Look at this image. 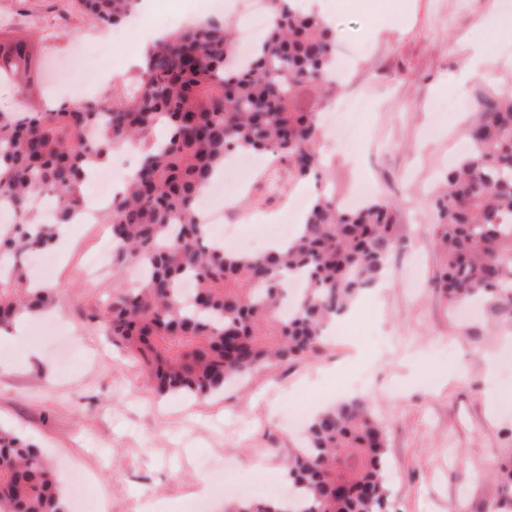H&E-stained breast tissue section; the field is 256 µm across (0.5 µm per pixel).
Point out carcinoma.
<instances>
[{
	"instance_id": "obj_1",
	"label": "carcinoma",
	"mask_w": 512,
	"mask_h": 512,
	"mask_svg": "<svg viewBox=\"0 0 512 512\" xmlns=\"http://www.w3.org/2000/svg\"><path fill=\"white\" fill-rule=\"evenodd\" d=\"M269 27L245 63L234 61L231 21L213 18L156 41L129 96L106 90L86 100L0 112V330L24 311L46 310L54 290L35 285L21 258L43 251L55 225L83 206L87 161L111 150L143 156L112 197L114 266L148 269L138 287L93 314L137 356L159 393L207 397L230 379L317 350L330 322L385 275L399 243L397 209L372 200L345 210L333 194L310 203L282 252L228 250L198 222L195 202L232 154L261 152L291 162L293 177L318 174L319 108L336 93L332 28L317 14L267 0ZM101 26L125 21L138 0H77ZM43 52L32 39L0 34V78L34 92ZM468 149L434 201L432 238L441 263L436 290L448 307L484 299L512 324V93L481 91ZM163 125L167 136L154 138ZM57 202L53 224L32 205ZM302 273L309 288L288 298ZM193 276L191 303L180 283ZM386 441L367 403L340 402L315 414L303 447L286 460L296 494L282 504L234 502L228 512H390ZM501 512H512V463L499 470ZM0 512H65L51 465L34 446L0 431Z\"/></svg>"
}]
</instances>
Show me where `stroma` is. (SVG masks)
<instances>
[{"label": "stroma", "instance_id": "obj_1", "mask_svg": "<svg viewBox=\"0 0 512 512\" xmlns=\"http://www.w3.org/2000/svg\"><path fill=\"white\" fill-rule=\"evenodd\" d=\"M334 19L341 87L362 86L364 107L343 112L353 137L323 156L320 179L298 180L287 162L252 158L243 186L220 202L239 236L280 223L296 197L366 181L372 198L398 209L403 247L384 284L357 301L355 336L369 362L328 338L302 359L252 373L201 398L158 394L140 363L90 314L130 288L128 272L89 284L84 261L111 250L92 224L73 225L52 252L49 281L60 298L51 319L78 341L68 366L60 342L30 323L0 335V425L38 444L58 468L67 512L84 488L97 512H224L230 501L265 498L288 483L283 459L300 432L288 420L346 398L366 400L383 427L393 512H490L501 495L492 473L512 458V328L486 311L450 309L432 291L437 250L433 192L462 154L474 97L512 85V0H322ZM146 24L97 26L73 0H0V30L44 48L42 82L64 78L71 49L84 48L121 92L131 90L136 45L156 29L213 17L211 0H140ZM445 99L454 112L435 111ZM342 373L339 383L329 375Z\"/></svg>", "mask_w": 512, "mask_h": 512}]
</instances>
